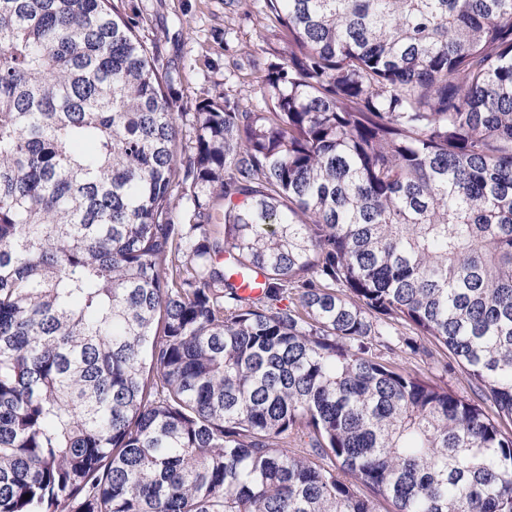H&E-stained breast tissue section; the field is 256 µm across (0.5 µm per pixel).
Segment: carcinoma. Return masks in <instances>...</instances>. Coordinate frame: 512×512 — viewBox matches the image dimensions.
Masks as SVG:
<instances>
[{
    "instance_id": "carcinoma-1",
    "label": "carcinoma",
    "mask_w": 512,
    "mask_h": 512,
    "mask_svg": "<svg viewBox=\"0 0 512 512\" xmlns=\"http://www.w3.org/2000/svg\"><path fill=\"white\" fill-rule=\"evenodd\" d=\"M265 8L184 155L134 18L0 0V512H512V0ZM408 336L414 337L418 343L432 348L433 356H413L408 359V366L425 378L448 387L458 396L469 399L472 397L470 384L467 381L462 369L458 367L453 357L443 349H437L427 338L415 336L411 330H404ZM435 349V350H433Z\"/></svg>"
}]
</instances>
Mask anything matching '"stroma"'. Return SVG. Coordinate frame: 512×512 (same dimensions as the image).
I'll return each instance as SVG.
<instances>
[{
  "mask_svg": "<svg viewBox=\"0 0 512 512\" xmlns=\"http://www.w3.org/2000/svg\"><path fill=\"white\" fill-rule=\"evenodd\" d=\"M122 9L135 16L140 37L157 44L160 66L179 72L173 93L183 132H190L192 114L207 97L229 99L252 111L262 108L258 65L281 39L265 0H122ZM408 365L458 396L471 398L469 382L445 350L412 357Z\"/></svg>",
  "mask_w": 512,
  "mask_h": 512,
  "instance_id": "obj_1",
  "label": "stroma"
}]
</instances>
